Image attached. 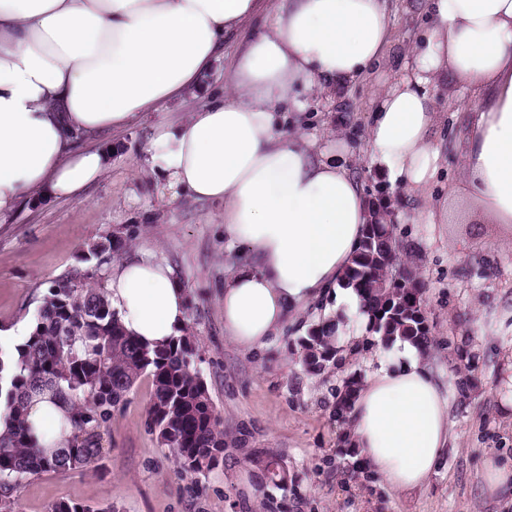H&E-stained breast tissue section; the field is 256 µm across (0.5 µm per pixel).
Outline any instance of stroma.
<instances>
[{
	"label": "stroma",
	"mask_w": 512,
	"mask_h": 512,
	"mask_svg": "<svg viewBox=\"0 0 512 512\" xmlns=\"http://www.w3.org/2000/svg\"><path fill=\"white\" fill-rule=\"evenodd\" d=\"M426 2L388 0L386 54L336 98L307 94L297 128L281 132L318 134L321 149L352 170L364 194L386 192L398 215L401 257L426 285L428 357L449 391L451 438L428 483L408 494L391 489L363 472L362 456L340 438L337 392L352 379H367L387 351L366 322L325 297L259 353L243 350L224 333V270L237 257L224 244L222 207L185 195L168 201L142 170L159 118H182L223 92L226 61L237 47L232 39L196 95L165 116L154 113L99 137L100 146L113 148L111 165L84 200L27 204L0 224L1 326L35 322L50 282L79 266L88 245L103 237L121 238L123 256L146 253L173 266L191 300L194 365L223 418L224 465L192 476L181 471L147 426L153 382L145 375L114 410L98 464L23 480L13 492V512H50L60 500L114 512H512V493L490 495L482 471L489 454L512 466V392L502 386L512 364V239L498 225L481 223L464 199L448 197L461 180L457 146L470 134L465 116L478 99L456 82H439L432 138L443 151L425 191H407L369 159L377 93L425 42L433 25ZM432 204L440 208L435 223H419L418 214ZM327 319L353 342L332 372L313 374L302 365V340ZM268 456L284 464L286 486L265 480L258 461ZM245 481L253 497L242 493Z\"/></svg>",
	"instance_id": "obj_1"
}]
</instances>
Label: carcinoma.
Segmentation results:
<instances>
[{"mask_svg":"<svg viewBox=\"0 0 512 512\" xmlns=\"http://www.w3.org/2000/svg\"><path fill=\"white\" fill-rule=\"evenodd\" d=\"M121 242L106 238L92 244L82 256L83 266L51 282L40 307L36 326L18 360L0 356V404L14 422L0 434V509L10 508L16 485L47 472L78 471L98 462L106 423L112 411L144 374L153 379L148 407L151 429L169 448L182 471L209 472L224 464V426L200 373L194 366L195 340L188 331L171 344L150 349L132 339L112 311L108 292L96 280L112 263ZM396 253V236L385 219L370 213L365 234L346 287L358 293L369 325H378L383 343L406 336L430 347L428 333L405 316H390L389 304L405 309L421 301L422 285L415 276L404 277L396 291L386 288L388 261ZM303 365L315 374L336 365V324L317 325L303 339ZM47 390L68 404L64 425L71 428L65 446L48 455L33 442L25 418L29 394ZM51 512H112L71 501H59Z\"/></svg>","mask_w":512,"mask_h":512,"instance_id":"carcinoma-1","label":"carcinoma"}]
</instances>
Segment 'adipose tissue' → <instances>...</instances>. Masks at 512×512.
<instances>
[{"label":"adipose tissue","mask_w":512,"mask_h":512,"mask_svg":"<svg viewBox=\"0 0 512 512\" xmlns=\"http://www.w3.org/2000/svg\"><path fill=\"white\" fill-rule=\"evenodd\" d=\"M0 0V224L25 204L81 199L110 166L91 139L124 129L198 88L236 30L266 16L239 44L223 97L162 122L145 150L147 174L173 196L220 204L224 239L244 260L224 278V332L252 350L283 331L309 300L340 295L369 221L361 185L307 133L286 138L280 107L303 110L295 87L328 97L384 56L387 0ZM435 25L380 96L368 129L373 164L415 186L437 171L431 138L435 80L482 96L461 150L476 214L512 236V0H430ZM124 329L161 348L190 323L174 268L135 255L107 288ZM448 388L424 350L393 339L358 389L350 446L392 489L423 487L448 437ZM65 409L30 398L26 419L46 451L62 447Z\"/></svg>","instance_id":"1"}]
</instances>
